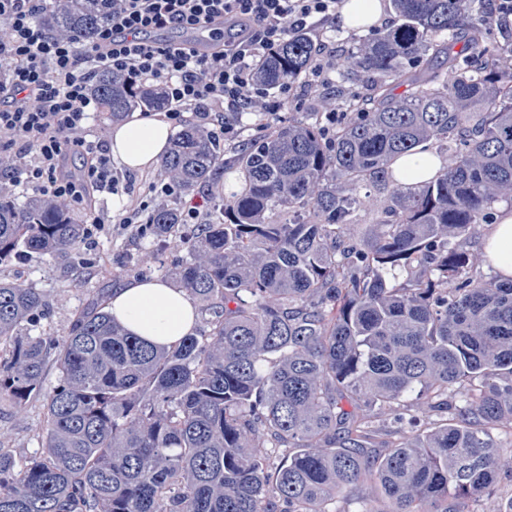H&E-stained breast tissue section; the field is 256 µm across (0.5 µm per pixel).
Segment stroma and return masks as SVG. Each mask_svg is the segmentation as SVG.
<instances>
[{
  "label": "stroma",
  "mask_w": 512,
  "mask_h": 512,
  "mask_svg": "<svg viewBox=\"0 0 512 512\" xmlns=\"http://www.w3.org/2000/svg\"><path fill=\"white\" fill-rule=\"evenodd\" d=\"M130 195L98 193L88 209L75 211L79 222L97 218L105 224L104 232L85 239L79 248L54 256L23 253L0 263V278L36 289L47 301L49 313L40 322L39 334L63 339L88 297L107 282L124 284L137 266L167 272L186 257V250L156 246L148 234L122 225ZM43 421L38 401L20 411L0 410V444L18 458L31 455L41 447Z\"/></svg>",
  "instance_id": "stroma-1"
}]
</instances>
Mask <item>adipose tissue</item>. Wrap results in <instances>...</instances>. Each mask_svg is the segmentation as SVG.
Listing matches in <instances>:
<instances>
[{
  "instance_id": "1",
  "label": "adipose tissue",
  "mask_w": 512,
  "mask_h": 512,
  "mask_svg": "<svg viewBox=\"0 0 512 512\" xmlns=\"http://www.w3.org/2000/svg\"><path fill=\"white\" fill-rule=\"evenodd\" d=\"M172 131L162 117L117 123L109 134L113 159L125 168L140 171L156 167L166 155ZM483 254L494 273L512 280V207H498L496 224L482 241ZM109 311L124 330L158 345L171 344L193 333L198 308L181 288L159 277L133 278L116 289Z\"/></svg>"
}]
</instances>
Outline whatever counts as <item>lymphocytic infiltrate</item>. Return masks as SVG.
<instances>
[{
	"label": "lymphocytic infiltrate",
	"instance_id": "f902f5d3",
	"mask_svg": "<svg viewBox=\"0 0 512 512\" xmlns=\"http://www.w3.org/2000/svg\"><path fill=\"white\" fill-rule=\"evenodd\" d=\"M341 0H112L110 22L85 43L52 34L38 21L47 0H0V154L13 165L1 178L82 207L90 191L116 194L127 185L107 147L88 140L86 124L98 107L94 76L112 72L130 84L161 85L166 116L218 114L215 137L239 140L242 117L265 120L287 111L288 88L269 95L255 80L258 59L301 30L335 19ZM208 29L215 41H158L164 29ZM85 155L69 173V153Z\"/></svg>",
	"mask_w": 512,
	"mask_h": 512
}]
</instances>
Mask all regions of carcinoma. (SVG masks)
I'll return each mask as SVG.
<instances>
[{
	"label": "carcinoma",
	"instance_id": "cac0c4a2",
	"mask_svg": "<svg viewBox=\"0 0 512 512\" xmlns=\"http://www.w3.org/2000/svg\"><path fill=\"white\" fill-rule=\"evenodd\" d=\"M392 26L360 39L325 111L288 117L227 147L189 123L162 170L229 201L187 231L175 208L153 240L187 248L175 278L202 303L194 333L156 347L112 320L102 288L63 342L33 336L34 288L0 280V405L45 395L42 449L0 447V512H332L368 485L366 512H512V280L478 272L467 248L512 200V43L488 44L483 0H388ZM112 0H60L39 17L91 39ZM320 52L292 34L262 58L265 89L294 84ZM369 74V93L346 87ZM118 119L166 105L109 71L91 88ZM420 146L451 163L413 186L397 160ZM380 219L358 233L365 202ZM86 225L51 199L0 198V263L78 248Z\"/></svg>",
	"mask_w": 512,
	"mask_h": 512
}]
</instances>
